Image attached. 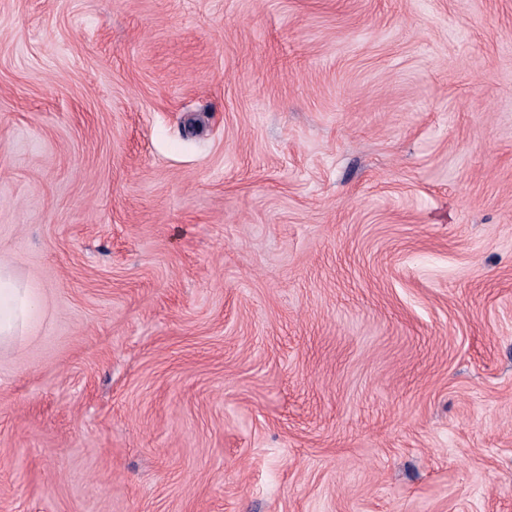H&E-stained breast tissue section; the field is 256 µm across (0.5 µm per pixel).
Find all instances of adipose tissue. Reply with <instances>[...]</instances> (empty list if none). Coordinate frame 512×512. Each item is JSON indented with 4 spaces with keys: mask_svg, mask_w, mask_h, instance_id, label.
I'll use <instances>...</instances> for the list:
<instances>
[{
    "mask_svg": "<svg viewBox=\"0 0 512 512\" xmlns=\"http://www.w3.org/2000/svg\"><path fill=\"white\" fill-rule=\"evenodd\" d=\"M38 310L39 301L31 289L0 265V347L21 342Z\"/></svg>",
    "mask_w": 512,
    "mask_h": 512,
    "instance_id": "ef3b65f1",
    "label": "adipose tissue"
}]
</instances>
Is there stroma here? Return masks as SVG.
<instances>
[{
    "mask_svg": "<svg viewBox=\"0 0 512 512\" xmlns=\"http://www.w3.org/2000/svg\"><path fill=\"white\" fill-rule=\"evenodd\" d=\"M0 512H512V0H0ZM38 310L39 301L31 289L0 265V347L21 342Z\"/></svg>",
    "mask_w": 512,
    "mask_h": 512,
    "instance_id": "35a3bbf8",
    "label": "stroma"
}]
</instances>
